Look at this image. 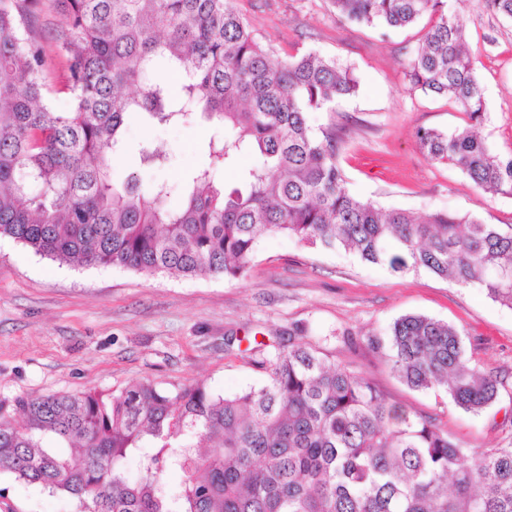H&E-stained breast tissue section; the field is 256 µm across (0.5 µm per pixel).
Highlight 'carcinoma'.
<instances>
[{
    "label": "carcinoma",
    "mask_w": 512,
    "mask_h": 512,
    "mask_svg": "<svg viewBox=\"0 0 512 512\" xmlns=\"http://www.w3.org/2000/svg\"><path fill=\"white\" fill-rule=\"evenodd\" d=\"M67 111L49 104L43 0H0V237L62 263L152 276H247L258 241L282 234L392 273L425 271L480 288L512 309V224L447 211L422 216L351 195L336 132L308 114L353 94V71L313 51L281 58L236 0H56ZM347 21L385 30L434 21L406 63L410 85L446 98L471 124L420 129L432 162L485 193L512 197V155L473 129L483 89L447 0H332ZM512 19V0H479ZM183 75L169 96L157 60ZM199 113L219 129L185 201L135 176L112 180L129 115L167 124ZM250 153L243 187L215 172ZM367 348L415 391L459 408L492 405L501 380L470 364L463 332L421 314ZM265 382L232 396L197 382L176 393L138 382L118 393L0 400V473L66 494L79 512H512V442L471 452L436 419L390 401L365 375L300 337L259 361ZM66 444L63 453L45 440ZM139 461V476L127 463ZM179 469L175 488L164 473Z\"/></svg>",
    "instance_id": "cac0c4a2"
}]
</instances>
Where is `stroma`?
Returning <instances> with one entry per match:
<instances>
[{"instance_id": "stroma-1", "label": "stroma", "mask_w": 512, "mask_h": 512, "mask_svg": "<svg viewBox=\"0 0 512 512\" xmlns=\"http://www.w3.org/2000/svg\"><path fill=\"white\" fill-rule=\"evenodd\" d=\"M461 19L486 111L478 127L493 152L512 153V20L477 0H447ZM257 39L277 55L309 50L351 67L354 95L310 113L315 131L342 138L337 161L348 192L386 209L422 215L446 210L487 224H512V197L474 189L456 168L428 160L416 133L467 125L450 100L412 89L405 64L431 19L382 35L341 20L331 0H238ZM215 130L198 122L124 127L114 158L120 183L181 185L187 171L208 162ZM152 139L168 161L141 162ZM423 314L465 335L472 365L508 371L497 401L477 412L444 393L417 392L401 383L367 338L398 317ZM229 336L240 344L226 346ZM272 336H302L372 379L392 402L436 419L473 451L512 442V309L485 291L426 272L395 274L342 251H324L273 234L258 243L240 280L145 276L109 267L66 264L0 238V400L23 394L119 391L141 381L172 390L198 381L221 395L260 385L265 373L253 345ZM0 512H78L76 500L0 474Z\"/></svg>"}]
</instances>
